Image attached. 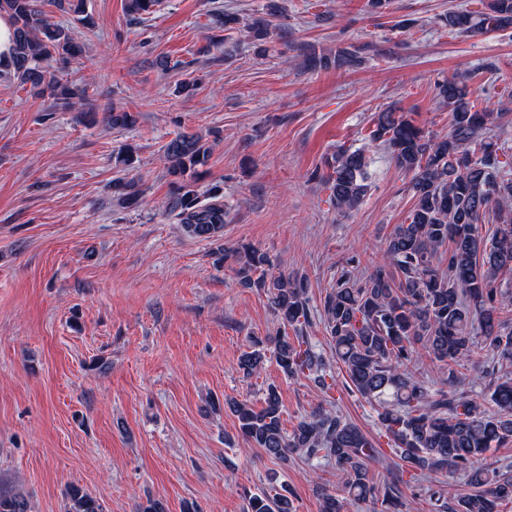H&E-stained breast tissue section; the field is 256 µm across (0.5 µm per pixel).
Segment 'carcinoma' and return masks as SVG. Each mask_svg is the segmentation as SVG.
Wrapping results in <instances>:
<instances>
[{"mask_svg": "<svg viewBox=\"0 0 512 512\" xmlns=\"http://www.w3.org/2000/svg\"><path fill=\"white\" fill-rule=\"evenodd\" d=\"M72 13L84 27L94 26L84 0H51ZM14 27L13 52L5 67L23 84L68 107L87 88L71 87L58 74L69 72L81 46L69 28L47 19L40 0H0V15ZM446 26L461 35L488 34L512 28V0H489L479 14L449 12ZM248 37L263 44L272 37L270 20L259 17L247 26ZM347 49L306 56L313 69H342L356 62ZM448 106V133L427 134L404 114L378 113L372 142L381 145L394 165L411 175L414 206L409 223L391 234L375 270L361 276L356 260L336 270L320 312L332 358L340 364L356 392L374 407L399 459L396 482L377 483L371 472L381 451L359 427L339 411L319 408L292 431L282 422L277 388L268 386L263 404L229 401L241 438L252 448L281 461L296 453L315 467H331L342 480L344 497L326 493L321 512H347V506L371 505L370 512H400L402 484H416L431 512H500L512 502V471L479 465L486 453L512 439V379L500 367L512 365V177L500 171L498 144L488 136L489 107L476 108L467 85L448 80L439 85ZM105 119L126 129L134 115L112 107ZM210 147L201 136L180 132L163 147L166 174L173 192L165 213L185 232L202 240L220 241L226 212L224 190L203 194L192 184L201 175ZM369 162L361 150H342L327 176L330 199L339 213L358 206L366 195ZM112 198L129 208L140 202L138 185L122 177L112 180ZM497 224L490 239L482 226ZM223 260L244 288L266 296L280 326L276 336L252 341L239 368L250 376L267 358L289 378L303 377L329 388L330 363L311 346L296 344L310 322L306 279L276 270L270 255L252 244L224 250ZM428 359L437 376L421 371ZM468 365L471 373L460 368ZM480 386L473 393L466 384ZM431 472L461 473L467 491L446 481L428 480ZM67 512H104L99 500L72 485ZM293 492L283 486L274 494L249 496L247 512H295ZM0 512H30L28 501L14 491L0 492Z\"/></svg>", "mask_w": 512, "mask_h": 512, "instance_id": "1", "label": "carcinoma"}]
</instances>
